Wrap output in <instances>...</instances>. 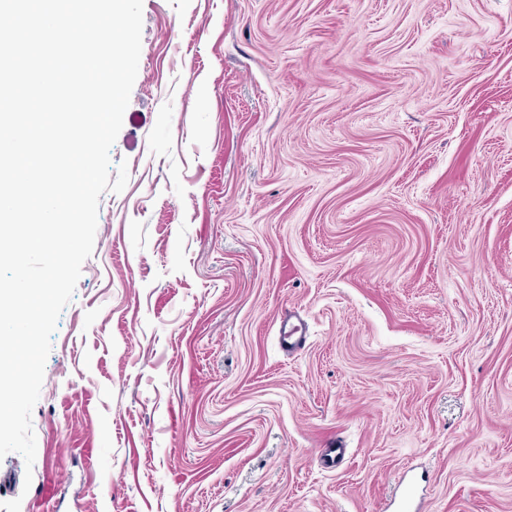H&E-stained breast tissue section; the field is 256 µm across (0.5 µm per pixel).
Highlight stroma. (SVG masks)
I'll list each match as a JSON object with an SVG mask.
<instances>
[{
    "label": "stroma",
    "instance_id": "1",
    "mask_svg": "<svg viewBox=\"0 0 512 512\" xmlns=\"http://www.w3.org/2000/svg\"><path fill=\"white\" fill-rule=\"evenodd\" d=\"M126 112L0 502L512 512V0H143Z\"/></svg>",
    "mask_w": 512,
    "mask_h": 512
}]
</instances>
